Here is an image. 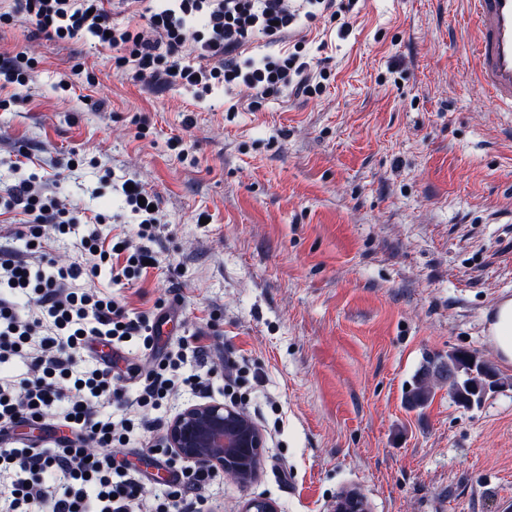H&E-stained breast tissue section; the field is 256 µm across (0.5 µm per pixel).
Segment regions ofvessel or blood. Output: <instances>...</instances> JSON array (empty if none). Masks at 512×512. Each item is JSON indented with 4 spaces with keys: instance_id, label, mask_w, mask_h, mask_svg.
Instances as JSON below:
<instances>
[{
    "instance_id": "obj_1",
    "label": "vessel or blood",
    "mask_w": 512,
    "mask_h": 512,
    "mask_svg": "<svg viewBox=\"0 0 512 512\" xmlns=\"http://www.w3.org/2000/svg\"><path fill=\"white\" fill-rule=\"evenodd\" d=\"M475 23V75L500 110L512 112V0H468Z\"/></svg>"
}]
</instances>
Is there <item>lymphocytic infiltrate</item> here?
Instances as JSON below:
<instances>
[{
    "instance_id": "1",
    "label": "lymphocytic infiltrate",
    "mask_w": 512,
    "mask_h": 512,
    "mask_svg": "<svg viewBox=\"0 0 512 512\" xmlns=\"http://www.w3.org/2000/svg\"><path fill=\"white\" fill-rule=\"evenodd\" d=\"M20 9L39 33L65 43L87 34L97 45L115 51L117 68L133 80L165 76L175 85L204 97L216 85L251 93L248 107L256 111L269 96L294 89L320 94L310 75L303 23L342 20L355 0H124L132 23L113 24L110 0H19ZM266 51L258 57L244 52L255 41ZM13 184L0 192V207L21 214L11 231L23 241L25 253L0 250V365L25 363L23 376L0 374V477L10 484L0 491V512H204L201 492L214 479L163 454L170 477L153 497L144 494L142 474L115 449L160 426L143 411L158 410L175 391L197 392L205 384L197 375H181L172 355L160 358L139 379L130 408L137 417L113 419L101 409L109 397L112 369L104 363L80 367L73 351L94 341L107 347L154 348L158 322L132 315L114 297L89 287L108 272L114 285L128 286L148 270L156 255V199L142 185L125 191V204L136 221L138 246L105 245L96 229H85L77 211L61 207L56 197L36 193L34 174L13 163ZM70 235L87 263L60 266L46 257L29 259L41 248L44 225ZM33 303L36 313L19 309L18 299ZM56 422L48 435L51 448L36 441L11 442L25 423Z\"/></svg>"
}]
</instances>
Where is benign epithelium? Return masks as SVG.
I'll list each match as a JSON object with an SVG mask.
<instances>
[{
    "mask_svg": "<svg viewBox=\"0 0 512 512\" xmlns=\"http://www.w3.org/2000/svg\"><path fill=\"white\" fill-rule=\"evenodd\" d=\"M166 448L200 470H220L241 486L249 484L260 464L266 437L242 411L219 401L186 406L167 423ZM336 512H367L361 498L346 493L336 499Z\"/></svg>",
    "mask_w": 512,
    "mask_h": 512,
    "instance_id": "benign-epithelium-1",
    "label": "benign epithelium"
}]
</instances>
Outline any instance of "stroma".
I'll list each match as a JSON object with an SVG mask.
<instances>
[{
    "label": "stroma",
    "instance_id": "35a3bbf8",
    "mask_svg": "<svg viewBox=\"0 0 512 512\" xmlns=\"http://www.w3.org/2000/svg\"><path fill=\"white\" fill-rule=\"evenodd\" d=\"M350 29L314 25L331 76L320 95L286 91L259 111L246 92L203 99L135 82L87 36L56 43L16 15L0 57L38 61L0 109V186L28 157L36 192L133 239L116 190L159 199L160 265L113 292L129 312L170 313L154 351L112 353L113 414L134 374L205 337L183 370L203 395L243 398L267 446L254 482L218 477L211 512L263 497L278 512H331L354 490L369 512H512V363L486 330L512 297V112L473 75L467 0H359ZM73 88L60 89V80ZM207 223H199V214ZM476 353L502 389L480 407L439 385L422 409L406 391L427 357Z\"/></svg>",
    "mask_w": 512,
    "mask_h": 512
}]
</instances>
